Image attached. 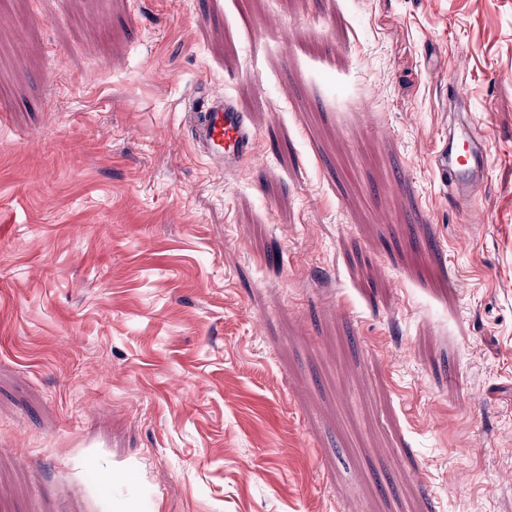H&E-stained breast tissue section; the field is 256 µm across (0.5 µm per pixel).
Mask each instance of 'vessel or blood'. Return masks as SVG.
<instances>
[{"instance_id":"1","label":"vessel or blood","mask_w":512,"mask_h":512,"mask_svg":"<svg viewBox=\"0 0 512 512\" xmlns=\"http://www.w3.org/2000/svg\"><path fill=\"white\" fill-rule=\"evenodd\" d=\"M202 108L194 127L193 144L211 168L231 175L246 161L255 159L258 136L231 96H211L204 100ZM433 161L436 173L457 203L471 207L473 193L487 176L485 151L475 144L462 155L448 142L435 149Z\"/></svg>"}]
</instances>
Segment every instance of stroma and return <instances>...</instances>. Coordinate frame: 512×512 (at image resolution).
I'll list each match as a JSON object with an SVG mask.
<instances>
[{
    "label": "stroma",
    "instance_id": "obj_1",
    "mask_svg": "<svg viewBox=\"0 0 512 512\" xmlns=\"http://www.w3.org/2000/svg\"><path fill=\"white\" fill-rule=\"evenodd\" d=\"M0 512H512V0H0ZM202 108L192 139L211 168L232 175L256 158L258 136L230 95H213L204 100ZM434 169L442 183L453 191L456 202L465 208L473 218L479 212L472 207V194L485 182L488 170L485 151L473 141V145L464 157L449 141L437 146L433 155Z\"/></svg>",
    "mask_w": 512,
    "mask_h": 512
}]
</instances>
